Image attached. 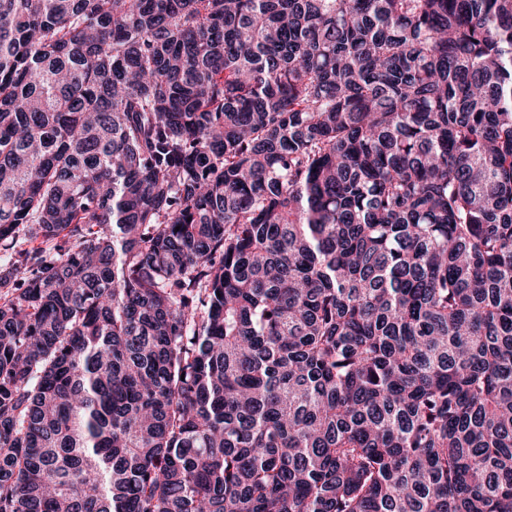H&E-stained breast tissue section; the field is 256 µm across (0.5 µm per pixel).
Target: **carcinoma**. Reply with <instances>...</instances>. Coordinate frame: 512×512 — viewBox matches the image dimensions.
<instances>
[{"instance_id":"cac0c4a2","label":"carcinoma","mask_w":512,"mask_h":512,"mask_svg":"<svg viewBox=\"0 0 512 512\" xmlns=\"http://www.w3.org/2000/svg\"><path fill=\"white\" fill-rule=\"evenodd\" d=\"M0 512H512V0H0Z\"/></svg>"}]
</instances>
